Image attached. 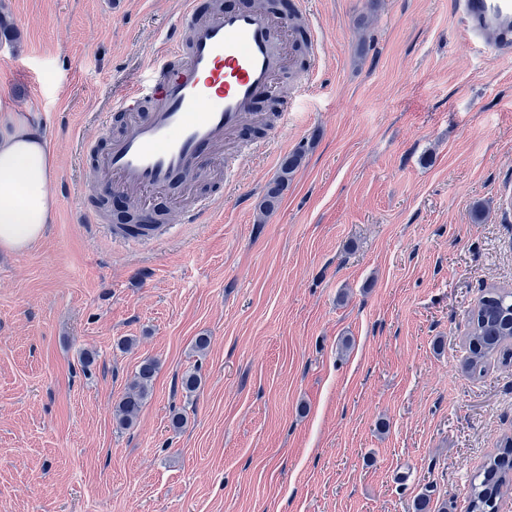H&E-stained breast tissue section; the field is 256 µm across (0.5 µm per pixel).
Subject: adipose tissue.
I'll return each instance as SVG.
<instances>
[{
    "label": "adipose tissue",
    "instance_id": "adipose-tissue-1",
    "mask_svg": "<svg viewBox=\"0 0 512 512\" xmlns=\"http://www.w3.org/2000/svg\"><path fill=\"white\" fill-rule=\"evenodd\" d=\"M0 248L30 247L52 223L56 198L50 188L54 155L49 140L26 118L0 103Z\"/></svg>",
    "mask_w": 512,
    "mask_h": 512
}]
</instances>
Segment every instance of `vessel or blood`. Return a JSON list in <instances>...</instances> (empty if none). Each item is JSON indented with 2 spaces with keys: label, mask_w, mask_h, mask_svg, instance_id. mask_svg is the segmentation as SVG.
<instances>
[{
  "label": "vessel or blood",
  "mask_w": 512,
  "mask_h": 512,
  "mask_svg": "<svg viewBox=\"0 0 512 512\" xmlns=\"http://www.w3.org/2000/svg\"><path fill=\"white\" fill-rule=\"evenodd\" d=\"M452 6L486 56L512 55V0H452ZM307 10L303 4L285 16L227 0L203 16L194 0H181L147 83L121 92L116 111L125 123L93 169L96 190L117 188L138 199L177 182L195 184L231 137L239 149L226 170L255 152L257 143L240 137L246 125H268L270 105L280 125L288 122L292 98L282 94L281 80L296 68L295 29Z\"/></svg>",
  "instance_id": "1"
}]
</instances>
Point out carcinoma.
I'll return each mask as SVG.
<instances>
[{
    "mask_svg": "<svg viewBox=\"0 0 512 512\" xmlns=\"http://www.w3.org/2000/svg\"><path fill=\"white\" fill-rule=\"evenodd\" d=\"M304 151L297 150L283 161L277 178L269 185L260 204L261 215L272 211L288 185L293 173L300 167ZM512 291L493 289L487 292L471 311L469 318L468 349L465 370L471 376H481L489 359L495 355L512 358ZM156 363L144 361L118 401L114 419L121 429L130 427L147 403ZM512 482V437L501 441L498 452L486 462L483 472L475 476L469 492V512H498L501 489Z\"/></svg>",
    "mask_w": 512,
    "mask_h": 512,
    "instance_id": "obj_1",
    "label": "carcinoma"
}]
</instances>
